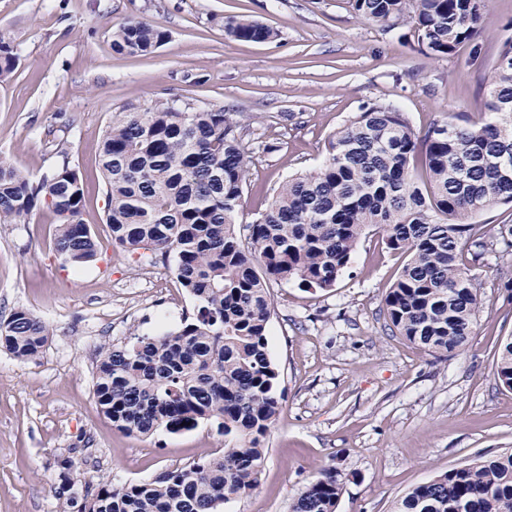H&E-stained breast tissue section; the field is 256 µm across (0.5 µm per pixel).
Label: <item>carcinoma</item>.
<instances>
[{
	"mask_svg": "<svg viewBox=\"0 0 512 512\" xmlns=\"http://www.w3.org/2000/svg\"><path fill=\"white\" fill-rule=\"evenodd\" d=\"M488 0H350L366 21L391 32L411 24L420 51L448 56L471 44ZM225 32L266 42L274 30L227 17ZM166 32L131 20L112 34V50L150 55ZM21 63L18 46L0 40V82ZM490 119L463 115L416 131L391 103L363 109L329 143L319 169L289 177L241 237L237 216L249 160L240 122L224 108L180 99L126 109L103 134L101 170L112 245L128 252H175L177 280L196 313L156 336L101 348L94 397L117 430L150 436L159 429L216 426L233 445L149 482L100 484L81 512H222L259 485L264 443L282 411L280 370L268 351V283L329 289L361 239L382 235L407 263L387 290L389 329L441 357L462 349L482 306L479 276L462 262L495 257L512 288V224L487 235L470 219L512 204V38L488 80ZM47 207L58 219L56 251L71 263L93 260L98 242L83 220L84 188L68 164L39 181L0 161V224H19ZM49 327L26 310L0 321V348L36 358ZM495 377L512 391V339L500 343ZM344 478L322 470L291 512H337ZM393 512H512V452L482 456L415 486Z\"/></svg>",
	"mask_w": 512,
	"mask_h": 512,
	"instance_id": "carcinoma-1",
	"label": "carcinoma"
}]
</instances>
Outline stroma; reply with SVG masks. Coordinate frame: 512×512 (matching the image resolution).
Instances as JSON below:
<instances>
[{
    "label": "stroma",
    "mask_w": 512,
    "mask_h": 512,
    "mask_svg": "<svg viewBox=\"0 0 512 512\" xmlns=\"http://www.w3.org/2000/svg\"><path fill=\"white\" fill-rule=\"evenodd\" d=\"M228 16L256 19L276 36L231 38ZM132 19L167 41L147 56L113 52V31ZM511 20L512 0H490L484 58L473 63L466 45L450 56L418 52L349 0H0V36L23 54L0 82V161L35 180L65 162L76 168L84 220L102 244L96 261L76 267L55 250L58 221L48 208L0 224V321L24 309L52 332L29 361L0 349V512H77L98 484L148 481L224 446L206 423L128 435L96 407L102 346L157 335L194 313L173 258L111 242L99 164L111 117L173 97L250 117L240 129L251 160L243 226L288 176L316 170L329 139L367 105L397 104L418 130L451 112L485 118L487 79ZM404 262L371 233L332 289L270 283L268 349L283 409L259 486L224 512H291L329 466L345 476L337 512H391L414 486L478 455L512 451V391L494 375L498 346L512 336V293L493 256L474 266L483 284L474 331L445 359L386 327L382 299ZM67 457L76 467L69 505L57 495Z\"/></svg>",
    "instance_id": "obj_1"
}]
</instances>
